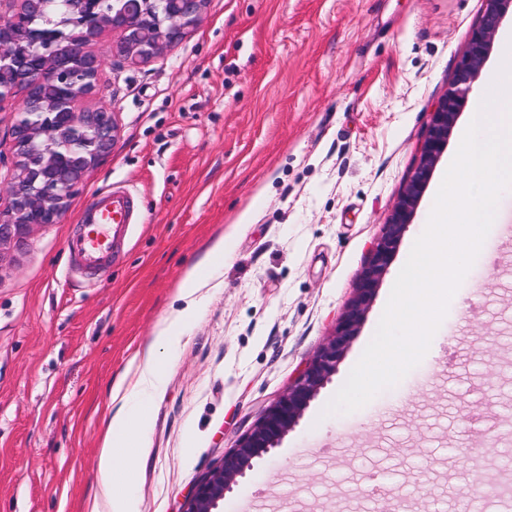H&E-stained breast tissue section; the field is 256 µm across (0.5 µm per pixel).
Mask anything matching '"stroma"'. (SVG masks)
I'll list each match as a JSON object with an SVG mask.
<instances>
[{
    "instance_id": "stroma-1",
    "label": "stroma",
    "mask_w": 512,
    "mask_h": 512,
    "mask_svg": "<svg viewBox=\"0 0 512 512\" xmlns=\"http://www.w3.org/2000/svg\"><path fill=\"white\" fill-rule=\"evenodd\" d=\"M485 0H207L190 35L142 67L106 65L92 107L113 105L111 155L60 223L0 269V512H108L98 480L112 382L182 310L158 392L128 394L140 421L126 490L136 512H180L332 333L415 165ZM449 136L335 375L224 512H507L471 497L475 474L512 476V195L423 360L344 415L321 412L373 337L427 223ZM123 185L138 220L111 268H68L66 238L93 195ZM383 479L365 494L370 475ZM227 256L226 248L224 247V240H218L206 253L204 258L200 260L192 271L188 273L184 282L181 293L186 298H192L196 292L201 288L200 271L212 270L224 263V258Z\"/></svg>"
}]
</instances>
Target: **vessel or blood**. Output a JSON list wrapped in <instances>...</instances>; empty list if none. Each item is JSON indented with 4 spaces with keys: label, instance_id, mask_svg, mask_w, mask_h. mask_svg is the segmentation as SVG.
Returning a JSON list of instances; mask_svg holds the SVG:
<instances>
[{
    "label": "vessel or blood",
    "instance_id": "b4317fda",
    "mask_svg": "<svg viewBox=\"0 0 512 512\" xmlns=\"http://www.w3.org/2000/svg\"><path fill=\"white\" fill-rule=\"evenodd\" d=\"M137 211L135 196L120 185L99 193L84 206L78 216L79 231L66 244L77 269L105 270L126 239Z\"/></svg>",
    "mask_w": 512,
    "mask_h": 512
}]
</instances>
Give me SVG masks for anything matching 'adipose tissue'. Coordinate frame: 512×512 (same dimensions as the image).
I'll return each mask as SVG.
<instances>
[{"label": "adipose tissue", "instance_id": "1", "mask_svg": "<svg viewBox=\"0 0 512 512\" xmlns=\"http://www.w3.org/2000/svg\"><path fill=\"white\" fill-rule=\"evenodd\" d=\"M138 435L136 426L124 411H116L102 442L99 463L100 486L105 493L111 512H133L124 497L123 474L132 464L131 447Z\"/></svg>", "mask_w": 512, "mask_h": 512}]
</instances>
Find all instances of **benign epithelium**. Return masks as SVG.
Instances as JSON below:
<instances>
[{
	"mask_svg": "<svg viewBox=\"0 0 512 512\" xmlns=\"http://www.w3.org/2000/svg\"><path fill=\"white\" fill-rule=\"evenodd\" d=\"M487 7L472 31L467 50L448 91L433 106L419 148L416 166L399 200L373 245L368 263L356 282L354 295L340 314L334 334L323 345L297 381L269 407L252 431L224 454L194 487L182 512H224V499L256 460L277 448L299 423L310 403L336 373L345 352L358 336L365 314L387 271L398 242L411 224L415 208L431 173L448 144L457 116L478 78L502 17L512 11V0H486ZM88 28L86 41L75 49L40 53L46 33L29 26L10 42L0 43V80L12 79L0 93V104L19 90L16 120L8 132L17 161L7 185V202L0 205V263L34 228L59 223L75 187L85 174L112 153L119 127L110 104L80 106L97 86L104 59L88 45L106 29L120 34L112 55L131 66L147 65L165 55L191 33L206 0H121L107 9L105 0H80ZM44 0H0V32L15 28L21 16L39 13ZM89 77L84 90L71 91L63 110L35 96V89L55 82L75 67Z\"/></svg>",
	"mask_w": 512,
	"mask_h": 512,
	"instance_id": "benign-epithelium-1",
	"label": "benign epithelium"
}]
</instances>
